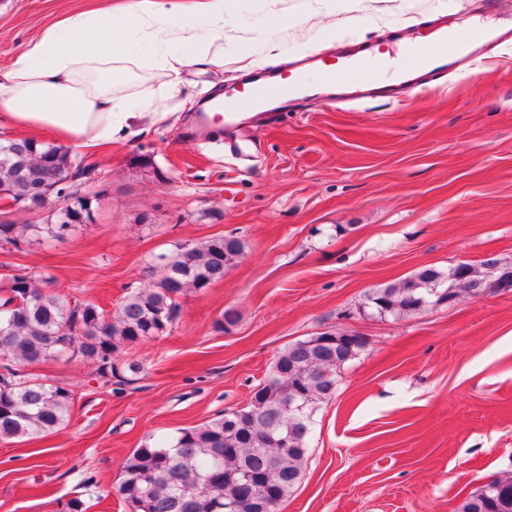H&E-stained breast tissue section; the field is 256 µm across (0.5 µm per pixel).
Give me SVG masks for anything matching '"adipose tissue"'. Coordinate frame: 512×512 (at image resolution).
Listing matches in <instances>:
<instances>
[{
    "mask_svg": "<svg viewBox=\"0 0 512 512\" xmlns=\"http://www.w3.org/2000/svg\"><path fill=\"white\" fill-rule=\"evenodd\" d=\"M227 0H126L122 20L77 13L44 28L0 71V128H32L90 149L144 117L162 120L161 99L180 93L194 68L224 66ZM158 72V94H131L134 74Z\"/></svg>",
    "mask_w": 512,
    "mask_h": 512,
    "instance_id": "ef3b65f1",
    "label": "adipose tissue"
}]
</instances>
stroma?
<instances>
[{
    "label": "stroma",
    "instance_id": "35a3bbf8",
    "mask_svg": "<svg viewBox=\"0 0 512 512\" xmlns=\"http://www.w3.org/2000/svg\"><path fill=\"white\" fill-rule=\"evenodd\" d=\"M123 0H0V67L47 26ZM296 26L275 29L280 13ZM512 24V0H228L224 67L186 73L187 94L231 91L241 54L273 48L280 70L338 58L344 43L388 50L422 41L440 19ZM90 153L79 183L94 220L62 241H0V279L50 273L66 300L115 310L142 267L175 244L239 238L244 253L179 299L166 334L126 344L103 381L75 358L29 366L75 397L59 430L0 443V512H128L121 468L147 439L244 404L288 344L349 331L366 347L313 413L301 479L279 512H453L461 494L512 474V291L467 293L395 319L366 295L419 269L493 256L512 266V42L403 101L301 100L260 119L248 159L185 142L191 114ZM149 165H141L140 157ZM237 321L214 323L225 311Z\"/></svg>",
    "mask_w": 512,
    "mask_h": 512
}]
</instances>
